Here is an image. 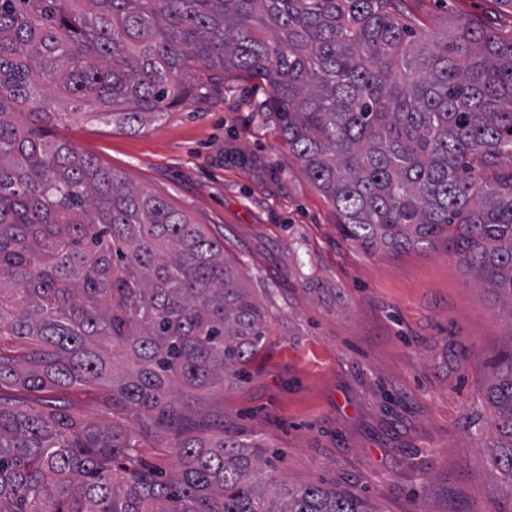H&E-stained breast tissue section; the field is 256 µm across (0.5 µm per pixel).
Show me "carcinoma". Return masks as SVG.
<instances>
[{
	"label": "carcinoma",
	"instance_id": "cac0c4a2",
	"mask_svg": "<svg viewBox=\"0 0 512 512\" xmlns=\"http://www.w3.org/2000/svg\"><path fill=\"white\" fill-rule=\"evenodd\" d=\"M269 86L302 171L361 247L444 243L512 315V30L419 29L404 0H0V512H362L261 452L190 435L191 403L267 336L224 245L48 125L129 132L221 77ZM101 392L111 420L62 398ZM483 461L512 488V346ZM166 428L172 473L143 461Z\"/></svg>",
	"mask_w": 512,
	"mask_h": 512
}]
</instances>
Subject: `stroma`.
Segmentation results:
<instances>
[{"mask_svg":"<svg viewBox=\"0 0 512 512\" xmlns=\"http://www.w3.org/2000/svg\"><path fill=\"white\" fill-rule=\"evenodd\" d=\"M406 10L438 34L475 16L512 27L494 0ZM269 92L217 80L135 133L51 127L204 224L267 314L245 380L198 405L199 435L227 431L272 456L280 479L357 495L363 512H502L512 491L478 450L512 314L443 244L369 252L347 238L266 110Z\"/></svg>","mask_w":512,"mask_h":512,"instance_id":"1","label":"stroma"}]
</instances>
